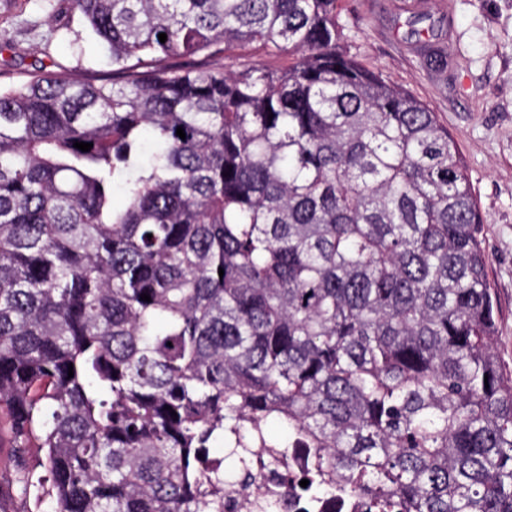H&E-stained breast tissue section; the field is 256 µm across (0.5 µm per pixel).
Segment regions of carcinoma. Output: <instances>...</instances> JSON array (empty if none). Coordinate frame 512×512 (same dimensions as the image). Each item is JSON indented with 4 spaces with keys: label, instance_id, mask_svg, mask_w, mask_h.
Here are the masks:
<instances>
[{
    "label": "carcinoma",
    "instance_id": "cac0c4a2",
    "mask_svg": "<svg viewBox=\"0 0 512 512\" xmlns=\"http://www.w3.org/2000/svg\"><path fill=\"white\" fill-rule=\"evenodd\" d=\"M71 7L120 78L0 89V430L25 487L52 512H224L254 449L304 448L308 500L512 512L469 174L350 53L341 0ZM249 46L289 63H218Z\"/></svg>",
    "mask_w": 512,
    "mask_h": 512
}]
</instances>
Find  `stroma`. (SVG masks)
Returning <instances> with one entry per match:
<instances>
[{
  "instance_id": "1",
  "label": "stroma",
  "mask_w": 512,
  "mask_h": 512,
  "mask_svg": "<svg viewBox=\"0 0 512 512\" xmlns=\"http://www.w3.org/2000/svg\"><path fill=\"white\" fill-rule=\"evenodd\" d=\"M348 48L367 68L411 91L458 141L482 216L496 293V350L512 365V0H342ZM429 31L447 67L428 69L415 31ZM108 78L112 60L69 0H0V85L31 74ZM0 432V512H51L49 495L24 493L5 466Z\"/></svg>"
}]
</instances>
